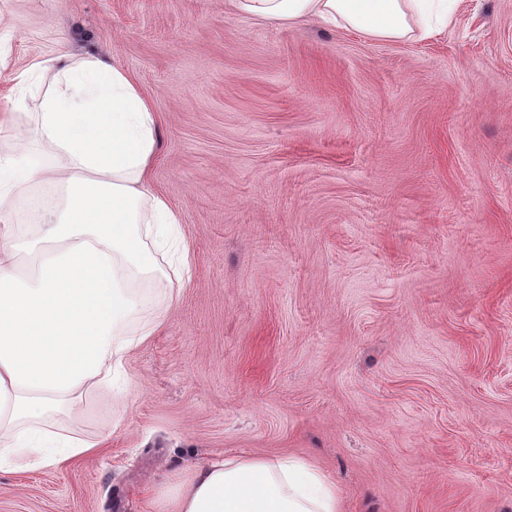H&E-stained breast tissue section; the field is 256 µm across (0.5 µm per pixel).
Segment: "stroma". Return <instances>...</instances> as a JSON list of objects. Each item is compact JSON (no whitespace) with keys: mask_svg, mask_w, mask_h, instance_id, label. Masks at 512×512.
Segmentation results:
<instances>
[{"mask_svg":"<svg viewBox=\"0 0 512 512\" xmlns=\"http://www.w3.org/2000/svg\"><path fill=\"white\" fill-rule=\"evenodd\" d=\"M390 42L225 0H0L13 78L122 67L193 270L163 327L0 512H146L217 457L299 455L342 512H512V0Z\"/></svg>","mask_w":512,"mask_h":512,"instance_id":"stroma-1","label":"stroma"}]
</instances>
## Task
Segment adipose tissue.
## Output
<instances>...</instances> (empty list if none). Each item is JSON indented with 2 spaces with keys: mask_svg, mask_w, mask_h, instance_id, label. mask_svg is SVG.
<instances>
[{
  "mask_svg": "<svg viewBox=\"0 0 512 512\" xmlns=\"http://www.w3.org/2000/svg\"><path fill=\"white\" fill-rule=\"evenodd\" d=\"M235 15L307 18L387 40H423L453 21L449 0H229ZM20 75L0 118V468L83 456L97 441L61 436L54 416L77 417L85 395L111 381L129 352L163 325L190 275L179 217L151 191L158 122L125 71L96 54L67 57L42 91ZM36 107L35 130L55 158L34 160L15 115ZM61 206L26 218L31 185ZM335 482L296 455L195 465L160 512H341Z\"/></svg>",
  "mask_w": 512,
  "mask_h": 512,
  "instance_id": "ef3b65f1",
  "label": "adipose tissue"
}]
</instances>
